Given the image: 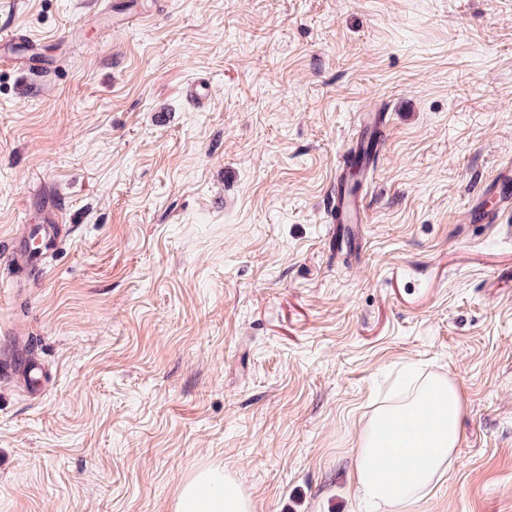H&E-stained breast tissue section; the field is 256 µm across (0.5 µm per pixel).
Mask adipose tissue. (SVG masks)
Wrapping results in <instances>:
<instances>
[{
    "mask_svg": "<svg viewBox=\"0 0 512 512\" xmlns=\"http://www.w3.org/2000/svg\"><path fill=\"white\" fill-rule=\"evenodd\" d=\"M412 374L410 390L374 406L359 431L354 487L364 512H409L457 461V387L417 368ZM174 512H255V505L230 469L209 464L181 483Z\"/></svg>",
    "mask_w": 512,
    "mask_h": 512,
    "instance_id": "obj_1",
    "label": "adipose tissue"
}]
</instances>
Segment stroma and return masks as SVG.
<instances>
[{"label": "stroma", "mask_w": 512, "mask_h": 512, "mask_svg": "<svg viewBox=\"0 0 512 512\" xmlns=\"http://www.w3.org/2000/svg\"><path fill=\"white\" fill-rule=\"evenodd\" d=\"M1 28L48 69H0V249L44 190L74 233L0 269V361L46 370L0 375V512H173L218 462L255 512H361L358 428L411 363L463 400L411 512H512V230L462 222L512 162V0H0ZM368 109L356 261L324 195ZM5 368L9 376H21L25 382V386L27 382L30 385H35L39 382H42V378L44 376L43 366L34 359L21 361L20 363L14 365H5Z\"/></svg>", "instance_id": "stroma-1"}]
</instances>
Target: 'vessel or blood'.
<instances>
[{
	"label": "vessel or blood",
	"mask_w": 512,
	"mask_h": 512,
	"mask_svg": "<svg viewBox=\"0 0 512 512\" xmlns=\"http://www.w3.org/2000/svg\"><path fill=\"white\" fill-rule=\"evenodd\" d=\"M20 37L17 31L0 33V63L19 71H36L40 67L37 40H30L26 56L17 57L8 51ZM385 119V114L380 111L358 113L355 133L340 155L336 173L325 192V209L334 225L337 250L357 252L362 248L369 188L382 149L378 133ZM43 210L44 223L26 226L23 237L13 243L7 255L5 269L38 266L44 256L39 241L51 243L70 235V228L57 220V203L53 196L45 197ZM511 215L512 164L504 163L495 169L480 195L468 205L463 221L467 224H498L503 217ZM7 373L34 385L41 382L44 368L38 361L29 359L8 366Z\"/></svg>",
	"instance_id": "b4317fda"
}]
</instances>
